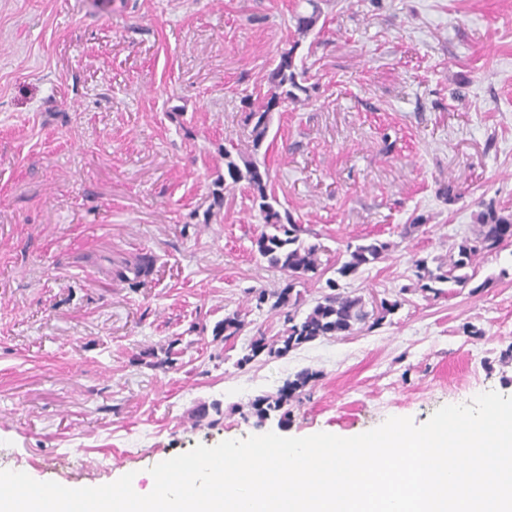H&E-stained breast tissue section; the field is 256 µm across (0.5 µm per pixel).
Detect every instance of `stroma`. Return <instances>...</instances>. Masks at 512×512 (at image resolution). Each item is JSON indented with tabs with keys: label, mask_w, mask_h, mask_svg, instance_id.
Wrapping results in <instances>:
<instances>
[{
	"label": "stroma",
	"mask_w": 512,
	"mask_h": 512,
	"mask_svg": "<svg viewBox=\"0 0 512 512\" xmlns=\"http://www.w3.org/2000/svg\"><path fill=\"white\" fill-rule=\"evenodd\" d=\"M321 8L301 36L297 0H0V469L143 489L199 444L353 437L512 396V244L477 256L479 292L410 285L412 257L474 237L482 204L512 213V0ZM290 46L309 91L272 115V187L323 266L388 242L340 285L401 306L242 366L250 339L282 334L256 293L283 276L253 246L245 184L219 201L214 181L224 145L250 151L242 100ZM142 257L140 287L114 276ZM304 369L288 420L258 423L253 401Z\"/></svg>",
	"instance_id": "obj_1"
}]
</instances>
